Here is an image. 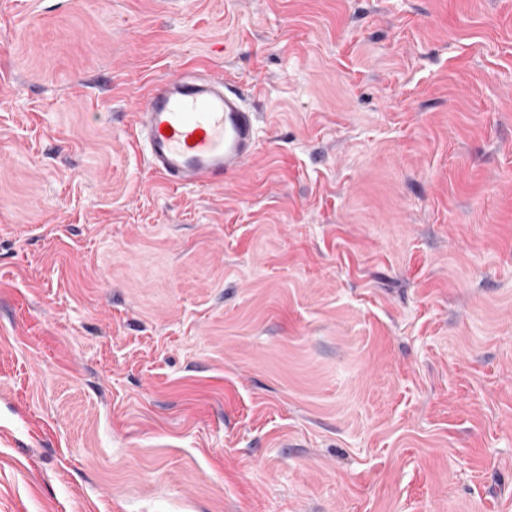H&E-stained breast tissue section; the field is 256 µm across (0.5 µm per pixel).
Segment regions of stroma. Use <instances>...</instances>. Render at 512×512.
<instances>
[{
  "label": "stroma",
  "instance_id": "stroma-1",
  "mask_svg": "<svg viewBox=\"0 0 512 512\" xmlns=\"http://www.w3.org/2000/svg\"><path fill=\"white\" fill-rule=\"evenodd\" d=\"M0 512H512V0H0ZM257 121L231 81L194 67L150 82L132 131L148 171L168 186L219 189L256 153Z\"/></svg>",
  "mask_w": 512,
  "mask_h": 512
}]
</instances>
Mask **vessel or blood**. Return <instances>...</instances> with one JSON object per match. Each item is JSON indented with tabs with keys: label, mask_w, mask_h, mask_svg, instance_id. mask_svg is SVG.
I'll return each mask as SVG.
<instances>
[{
	"label": "vessel or blood",
	"mask_w": 512,
	"mask_h": 512,
	"mask_svg": "<svg viewBox=\"0 0 512 512\" xmlns=\"http://www.w3.org/2000/svg\"><path fill=\"white\" fill-rule=\"evenodd\" d=\"M132 131L148 171L176 188H222L259 144L245 96L204 67L152 80Z\"/></svg>",
	"instance_id": "obj_1"
}]
</instances>
